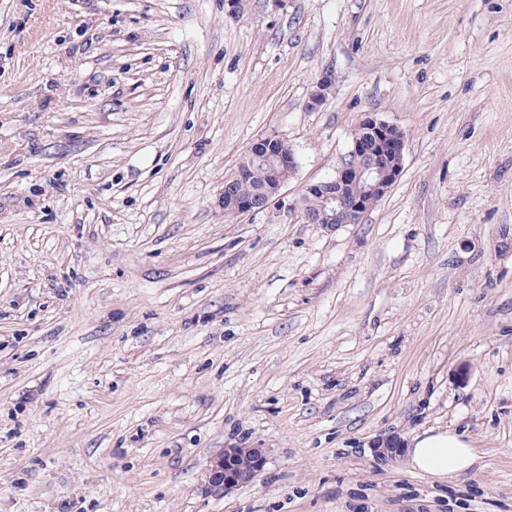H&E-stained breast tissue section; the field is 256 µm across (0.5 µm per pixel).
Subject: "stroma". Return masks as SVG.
I'll list each match as a JSON object with an SVG mask.
<instances>
[{
	"label": "stroma",
	"instance_id": "stroma-1",
	"mask_svg": "<svg viewBox=\"0 0 512 512\" xmlns=\"http://www.w3.org/2000/svg\"><path fill=\"white\" fill-rule=\"evenodd\" d=\"M366 112L399 180L303 223ZM274 132L286 208L225 217ZM448 430L461 479L371 453ZM471 506L512 512V0H0V512ZM266 461L261 448H227L210 461L208 484L224 492L251 482Z\"/></svg>",
	"mask_w": 512,
	"mask_h": 512
}]
</instances>
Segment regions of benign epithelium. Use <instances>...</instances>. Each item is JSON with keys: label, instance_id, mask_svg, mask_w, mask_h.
<instances>
[{"label": "benign epithelium", "instance_id": "1", "mask_svg": "<svg viewBox=\"0 0 512 512\" xmlns=\"http://www.w3.org/2000/svg\"><path fill=\"white\" fill-rule=\"evenodd\" d=\"M358 124L365 134L352 140L347 152L349 156H361L365 166L354 172L342 163L335 175L305 186L304 191L323 195L331 211V219L337 224H359L365 210V194L352 198L343 196V189L350 180L360 181L365 189L381 196L386 195L396 183L403 170L404 132L372 112L361 115ZM263 149L255 156L269 162L267 174L269 188L261 196L241 199L233 190L224 187V212L238 216L260 212L271 205L282 203V189L295 173L297 161L286 139L279 134H270L262 141ZM373 457L382 462H393L400 456L402 448L393 442L377 441L371 448ZM266 461L262 448H226L210 461L207 472L208 484L214 488L230 491L251 482L264 467Z\"/></svg>", "mask_w": 512, "mask_h": 512}]
</instances>
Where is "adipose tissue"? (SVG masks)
<instances>
[{
  "label": "adipose tissue",
  "instance_id": "obj_1",
  "mask_svg": "<svg viewBox=\"0 0 512 512\" xmlns=\"http://www.w3.org/2000/svg\"><path fill=\"white\" fill-rule=\"evenodd\" d=\"M408 455L414 469L435 477L464 475L475 463L473 449L453 432L416 438Z\"/></svg>",
  "mask_w": 512,
  "mask_h": 512
}]
</instances>
